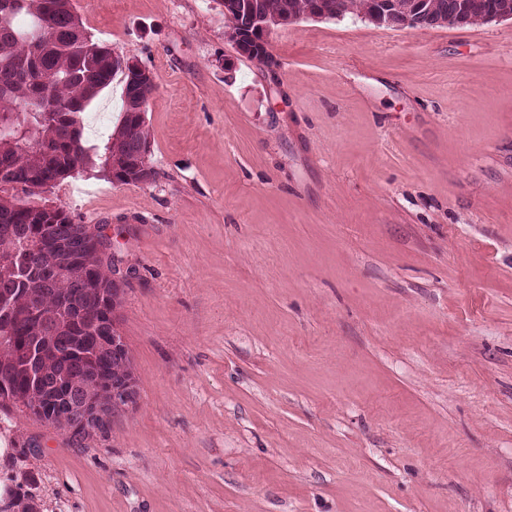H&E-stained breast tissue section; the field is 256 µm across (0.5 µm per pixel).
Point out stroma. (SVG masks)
<instances>
[{
    "mask_svg": "<svg viewBox=\"0 0 512 512\" xmlns=\"http://www.w3.org/2000/svg\"><path fill=\"white\" fill-rule=\"evenodd\" d=\"M72 4L153 75L154 177L0 196L111 234L137 399L79 445L0 407V508L512 512V20L301 19L267 68L217 0Z\"/></svg>",
    "mask_w": 512,
    "mask_h": 512,
    "instance_id": "obj_1",
    "label": "stroma"
}]
</instances>
